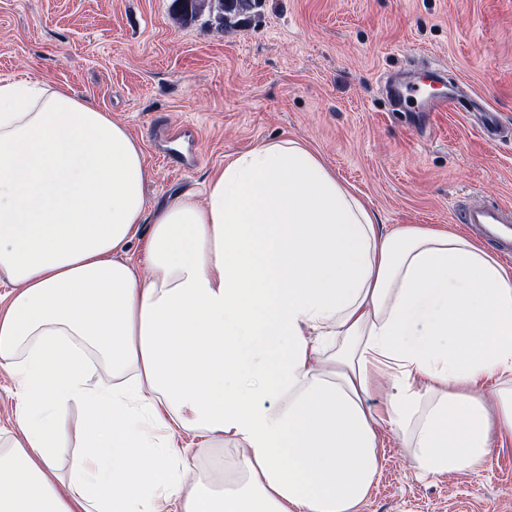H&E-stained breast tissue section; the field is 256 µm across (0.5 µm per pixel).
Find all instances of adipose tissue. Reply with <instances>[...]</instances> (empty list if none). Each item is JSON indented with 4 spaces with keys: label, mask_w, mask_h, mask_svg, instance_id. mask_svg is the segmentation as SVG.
I'll return each instance as SVG.
<instances>
[{
    "label": "adipose tissue",
    "mask_w": 512,
    "mask_h": 512,
    "mask_svg": "<svg viewBox=\"0 0 512 512\" xmlns=\"http://www.w3.org/2000/svg\"><path fill=\"white\" fill-rule=\"evenodd\" d=\"M148 174L109 113L0 79V512H359L382 428L431 476L512 437V267L480 243L383 230L293 138L152 212ZM180 432L235 456L195 478ZM14 382L3 370H0V423L7 425L13 419L15 398Z\"/></svg>",
    "instance_id": "obj_1"
}]
</instances>
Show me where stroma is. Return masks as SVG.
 <instances>
[{
    "mask_svg": "<svg viewBox=\"0 0 512 512\" xmlns=\"http://www.w3.org/2000/svg\"><path fill=\"white\" fill-rule=\"evenodd\" d=\"M171 0H0V79L68 86L125 124L151 205L200 190L226 158L294 138L390 230L463 232L465 203L512 206V0H262L224 27ZM441 66L472 98L394 111L385 81ZM360 512H512V440L465 475L421 478L393 432Z\"/></svg>",
    "mask_w": 512,
    "mask_h": 512,
    "instance_id": "obj_1",
    "label": "stroma"
}]
</instances>
